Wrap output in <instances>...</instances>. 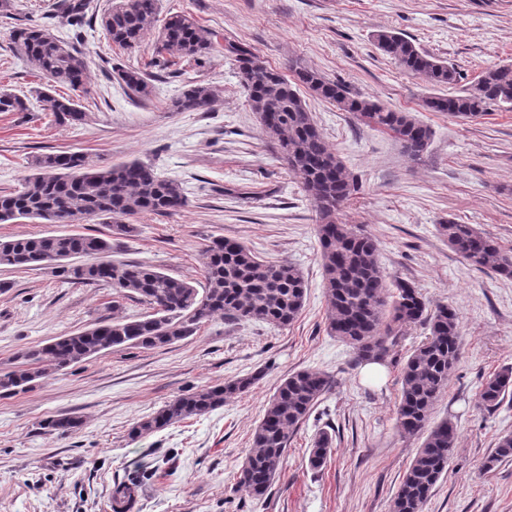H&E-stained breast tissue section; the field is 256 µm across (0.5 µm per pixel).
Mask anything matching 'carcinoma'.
Instances as JSON below:
<instances>
[{"mask_svg":"<svg viewBox=\"0 0 512 512\" xmlns=\"http://www.w3.org/2000/svg\"><path fill=\"white\" fill-rule=\"evenodd\" d=\"M159 0H115L101 24L111 43L132 50L142 43L157 21ZM88 0H60L59 11L70 24L83 22ZM215 31L185 14L164 20L156 38V54L197 59L214 48ZM381 52L405 71L424 75L436 86L454 85L457 69L417 48L403 35L381 31L376 35ZM13 52L25 59L48 82L76 92L84 88L87 61L76 44L60 40L48 29L18 27L12 31ZM224 50L238 63V73L259 124L276 149L277 158L304 176L317 219L319 259L324 270L328 332L348 343L356 358L383 362L389 344L402 328L420 324L428 334L401 368V395L397 422L408 436H425L394 496L392 512H423V506L446 473L456 443V426L449 419L430 424L436 402L448 386V373L459 361L460 318L446 306L429 307L422 293L403 280L388 281L379 265V246L370 234L336 221V212L355 192L356 184L341 158L318 129L300 95L308 89L318 98L351 113L361 123L391 134L404 153L416 159L431 144L432 131L408 112L385 107L371 98L352 93L342 83L298 66L289 82L250 47L227 42ZM117 80L132 95L147 99L151 93L144 71L115 67ZM215 92L206 84H191L171 102L175 112L209 108ZM40 110L74 125L86 121L79 100L38 92ZM431 112L471 119L497 106L512 110V63L487 68L476 84L460 95L432 96L425 100ZM25 103L0 91V112H22ZM187 205L182 183L161 176L155 167L134 160L104 165L83 152L49 153L35 159L34 170L21 187L0 191V223L39 219L44 224H77L98 219L121 234L132 232L124 220L143 213L167 214ZM448 247L473 268L512 279V252L494 237L471 224L439 225ZM112 240L87 234H62L0 240V266L27 267L54 260L52 270L73 283L106 285L121 297H135L151 312L130 320L117 314L71 336H62L38 354L21 356L23 363L0 377V392L26 389L46 376L44 365L54 366L63 356L75 363L87 357L84 348L98 353L114 347L152 348L173 344L197 334L202 326L221 316L227 323L265 322L279 328L290 325L304 307L307 284L303 272L290 264L259 258L244 243L215 238L201 254L204 286L174 278L141 262L111 258ZM82 257L83 263L75 262ZM255 377L243 376L210 388L178 395L153 416L137 423L134 438L159 431L171 423L200 416L246 392ZM329 387L318 371L292 373L277 386L253 433V447L242 464L239 487L261 500L271 490L282 469L288 441ZM512 390V367L487 376L481 383L483 406L492 410ZM332 438L321 433L309 451L312 468L322 467ZM512 461V433L498 438L485 458L491 471ZM142 476L133 475L112 490V512H129L121 499L133 494Z\"/></svg>","mask_w":512,"mask_h":512,"instance_id":"cac0c4a2","label":"carcinoma"}]
</instances>
